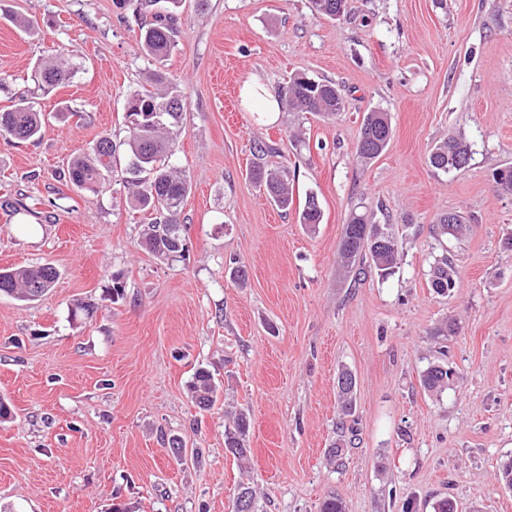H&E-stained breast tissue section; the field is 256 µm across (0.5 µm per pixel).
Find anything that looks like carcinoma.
Masks as SVG:
<instances>
[{"label": "carcinoma", "mask_w": 512, "mask_h": 512, "mask_svg": "<svg viewBox=\"0 0 512 512\" xmlns=\"http://www.w3.org/2000/svg\"><path fill=\"white\" fill-rule=\"evenodd\" d=\"M145 7L159 6L152 20L142 26L139 53L151 64L161 63L177 46L180 8L183 0H140ZM349 0H310L311 11L331 19L348 13ZM73 68L58 61L40 62L34 77L38 89L47 95L59 84L71 79ZM149 87L134 90L127 95L123 119L129 131L127 140L117 144L102 136L85 150L77 152L70 160L64 177L80 191L97 193L112 178L121 181L128 190L127 203L139 210H151L159 220L145 225L141 247L159 261L175 258L183 250L180 213L191 191V182L175 165L176 137L180 131L184 97L177 84L167 74L154 68L148 75ZM284 97L294 112H311L326 119L334 118L344 110L345 102L336 84L325 79L310 77L305 73L295 75L284 89ZM145 112L162 113L161 121L145 119ZM46 115L39 111L28 95L21 92L10 109L0 112V135L18 140H35L42 134ZM392 126L388 113L374 109L365 114L356 147V159L368 165L388 147ZM472 156L471 145L461 135H452L434 146L429 154V164L445 173L458 171V157ZM254 183L280 209L293 208L294 183L285 168H266L255 165L250 171ZM299 223L314 229L322 221V211L317 198L306 196L298 210ZM466 231L463 217L452 212L438 215L433 232L436 237H458ZM404 239L393 224H381L368 210L350 213L341 238L339 255L341 266L353 280L373 272L379 279L387 280L399 269ZM59 278L58 269L49 264H31L13 269H0V294L20 302L34 301L47 293ZM429 279L431 288L439 295H449L457 288V272L448 252L433 257ZM125 283L120 273L112 274L111 284L103 299L113 303L124 298ZM99 303L78 298L68 307L72 322L92 315ZM337 381L341 418L355 417L356 379L348 369L342 370ZM450 372L440 363L430 364L422 373L423 388L441 393L448 388ZM191 400L202 411H208L218 400L220 385L213 372L200 367L193 374L189 385ZM250 420L246 413L234 415L232 425L224 430V446L236 458L248 459ZM349 436L343 437L330 449L329 456L340 461L347 447L356 440V429L347 428Z\"/></svg>", "instance_id": "1"}]
</instances>
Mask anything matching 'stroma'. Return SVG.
<instances>
[{
	"label": "stroma",
	"mask_w": 512,
	"mask_h": 512,
	"mask_svg": "<svg viewBox=\"0 0 512 512\" xmlns=\"http://www.w3.org/2000/svg\"><path fill=\"white\" fill-rule=\"evenodd\" d=\"M36 20L26 35L0 19V74L31 83L35 62L71 59L77 74L46 96L62 109L33 142L0 136V268L49 262L55 287L29 304L0 296V512H235L240 485L254 512H418L453 499L458 512H512L498 480L512 458V195L492 174L512 163V0H350L338 20L308 0H185L162 68L186 98L174 162L192 184L181 256L140 246L151 213L122 185L98 193L66 182L69 159L101 136L127 138L128 92L147 84L138 54L146 16L135 0H7ZM336 83L345 109L324 120L272 114L248 101L249 78L281 94L294 74ZM388 112L393 136L369 166L355 150L363 115ZM467 168H432L451 135ZM294 173L322 222L309 232L251 182L254 146ZM409 225L398 272L350 284L338 263L350 211ZM462 213V239L435 240L437 214ZM448 249L458 286L437 295L431 257ZM245 266L247 280L230 271ZM122 273L125 296L101 302ZM98 300L72 324L68 305ZM455 320L451 336L435 327ZM445 361L447 390L421 375ZM221 383L200 411L197 368ZM357 379V439L344 467L337 377ZM251 420L248 461L224 446L232 413ZM179 437L183 448L168 445ZM462 155L469 156V161L471 160V145L462 135H452L434 146L429 154V164L432 168L445 173L460 171L466 168L458 166V157Z\"/></svg>",
	"instance_id": "1"
}]
</instances>
